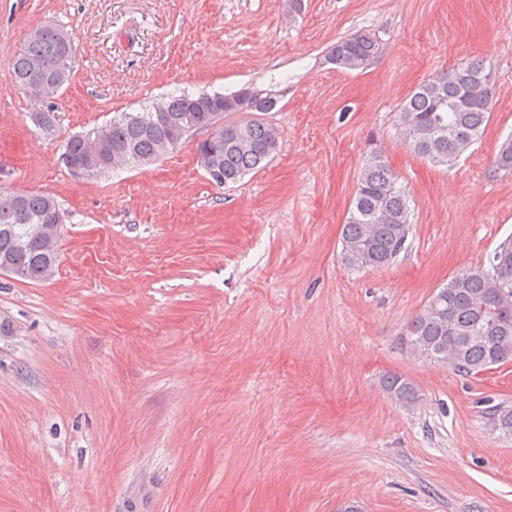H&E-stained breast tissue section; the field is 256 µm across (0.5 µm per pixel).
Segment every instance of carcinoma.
<instances>
[{"mask_svg": "<svg viewBox=\"0 0 512 512\" xmlns=\"http://www.w3.org/2000/svg\"><path fill=\"white\" fill-rule=\"evenodd\" d=\"M68 36L52 24L41 25L13 57L8 75L26 78L33 65L52 97L69 80L74 52ZM378 38L354 33L336 42L328 63L343 71L364 68L379 52ZM496 76L470 61L417 86L396 113L407 146L415 154L451 165L479 143L494 105ZM256 87L230 94L181 92L153 103L143 112L120 113L98 130L77 134L63 146L86 175L99 176L124 165L156 161L184 143L181 127L189 122L217 125L224 138L211 149L224 171V183L236 184L265 167L278 152V130L259 118L224 122L238 98ZM499 170L512 171V138L495 156ZM14 206L0 199V266L18 278L48 280L59 261L62 213L57 200L44 193L22 192ZM410 198L381 152L361 169L355 197L342 233L341 257L354 270L382 269L407 249L412 230ZM407 344L419 359L461 376H477L512 363V236L503 240L489 264L465 267L437 289L407 326ZM386 394L411 407L418 400L413 384L397 375L382 380Z\"/></svg>", "mask_w": 512, "mask_h": 512, "instance_id": "carcinoma-1", "label": "carcinoma"}]
</instances>
